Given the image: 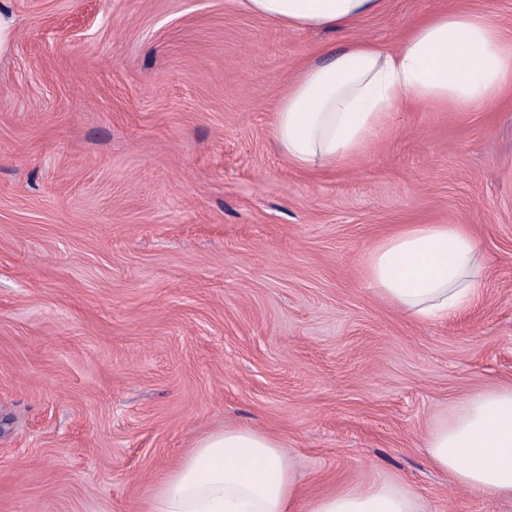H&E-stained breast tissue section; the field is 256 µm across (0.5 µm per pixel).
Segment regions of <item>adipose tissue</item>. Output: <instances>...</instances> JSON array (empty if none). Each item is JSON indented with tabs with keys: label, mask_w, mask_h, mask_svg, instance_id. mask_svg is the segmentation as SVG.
<instances>
[{
	"label": "adipose tissue",
	"mask_w": 512,
	"mask_h": 512,
	"mask_svg": "<svg viewBox=\"0 0 512 512\" xmlns=\"http://www.w3.org/2000/svg\"><path fill=\"white\" fill-rule=\"evenodd\" d=\"M386 0H242L284 28L336 30L378 13ZM512 92V32L485 10L431 14L393 51L354 41L299 68L275 108L272 136L297 167L315 171L360 156L388 108L406 99L447 112H475ZM369 280L407 317L444 321L468 310L480 286L475 238L458 224H416L365 257ZM431 465L479 494L492 512L512 499V385L455 403L426 439ZM301 497L287 448L257 430L201 438L147 512H295ZM305 512H426L390 478L308 501Z\"/></svg>",
	"instance_id": "obj_1"
}]
</instances>
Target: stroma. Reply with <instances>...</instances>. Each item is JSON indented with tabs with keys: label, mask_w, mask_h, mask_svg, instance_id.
<instances>
[{
	"label": "stroma",
	"mask_w": 512,
	"mask_h": 512,
	"mask_svg": "<svg viewBox=\"0 0 512 512\" xmlns=\"http://www.w3.org/2000/svg\"><path fill=\"white\" fill-rule=\"evenodd\" d=\"M459 5L387 0L342 31L240 0H8L0 53V512H143L207 434L251 428L308 496L386 476L429 512H484L424 440L512 384V95L394 103L358 158L298 168L274 108L317 50L396 47ZM413 224L484 258L465 315L418 324L364 259Z\"/></svg>",
	"instance_id": "stroma-1"
}]
</instances>
